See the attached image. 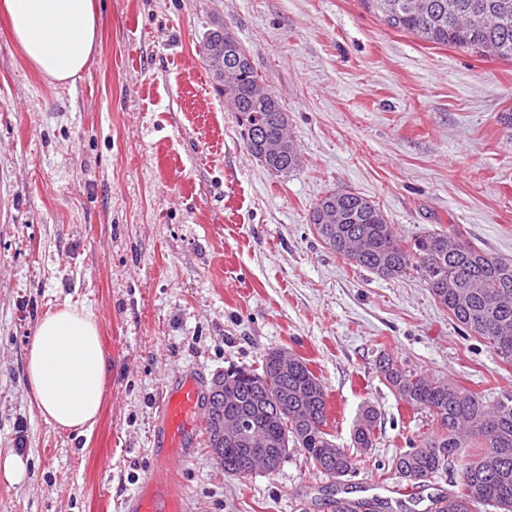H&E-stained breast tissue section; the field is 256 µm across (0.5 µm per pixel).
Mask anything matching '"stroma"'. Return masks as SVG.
<instances>
[{
  "label": "stroma",
  "mask_w": 512,
  "mask_h": 512,
  "mask_svg": "<svg viewBox=\"0 0 512 512\" xmlns=\"http://www.w3.org/2000/svg\"><path fill=\"white\" fill-rule=\"evenodd\" d=\"M102 36L75 82L34 72L0 18V512H117L153 464L165 381L203 382L283 349L326 392L327 430L354 473L225 474L206 444L175 464L189 512H433L459 490L452 458L414 493L391 469L435 424L382 382L407 370L494 402L512 365L467 335L414 276L341 259L309 214L329 189L375 202L403 241L455 230L512 259V60L388 27L363 0H99ZM227 29L288 114L300 153L276 176L247 150L207 63ZM92 313L109 372L90 437L60 431L25 384L37 324ZM372 447L353 448L364 407ZM0 470L4 480L10 485H21L28 479L27 462L16 454L0 456Z\"/></svg>",
  "instance_id": "35a3bbf8"
}]
</instances>
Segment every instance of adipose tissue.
Returning a JSON list of instances; mask_svg holds the SVG:
<instances>
[{
	"label": "adipose tissue",
	"instance_id": "obj_1",
	"mask_svg": "<svg viewBox=\"0 0 512 512\" xmlns=\"http://www.w3.org/2000/svg\"><path fill=\"white\" fill-rule=\"evenodd\" d=\"M0 16L27 63L59 82L86 68L101 39L94 0H0ZM106 374L92 313L66 305L44 316L29 348L26 383L47 423L90 435Z\"/></svg>",
	"mask_w": 512,
	"mask_h": 512
}]
</instances>
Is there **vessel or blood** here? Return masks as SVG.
<instances>
[{
	"instance_id": "1",
	"label": "vessel or blood",
	"mask_w": 512,
	"mask_h": 512,
	"mask_svg": "<svg viewBox=\"0 0 512 512\" xmlns=\"http://www.w3.org/2000/svg\"><path fill=\"white\" fill-rule=\"evenodd\" d=\"M204 394L201 379L192 373L165 382L158 402V422L151 434L154 468L120 501V512H188V500L175 480L173 466L195 451Z\"/></svg>"
}]
</instances>
